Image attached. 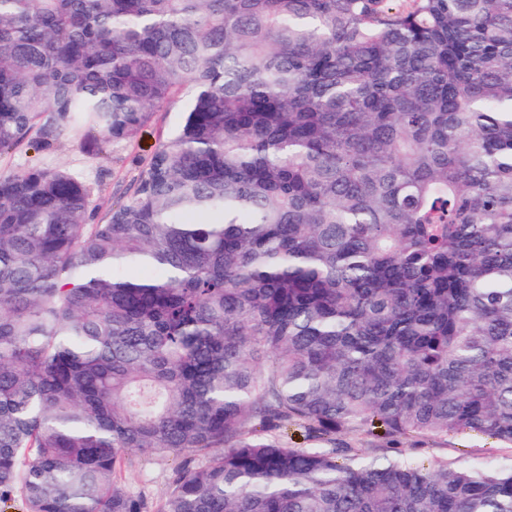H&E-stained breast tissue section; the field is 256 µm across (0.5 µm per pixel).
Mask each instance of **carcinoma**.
<instances>
[{
	"label": "carcinoma",
	"mask_w": 512,
	"mask_h": 512,
	"mask_svg": "<svg viewBox=\"0 0 512 512\" xmlns=\"http://www.w3.org/2000/svg\"><path fill=\"white\" fill-rule=\"evenodd\" d=\"M183 95L96 224L71 169L0 172V504L512 512V465L337 442L512 446V0H0V157ZM185 451L158 505L117 478ZM303 432L297 429V427L292 425H284L274 431H272L271 435L277 438L279 441L283 443H287L288 446H294L298 448H308L313 447L317 444L316 441L311 440L309 438H304Z\"/></svg>",
	"instance_id": "obj_1"
}]
</instances>
